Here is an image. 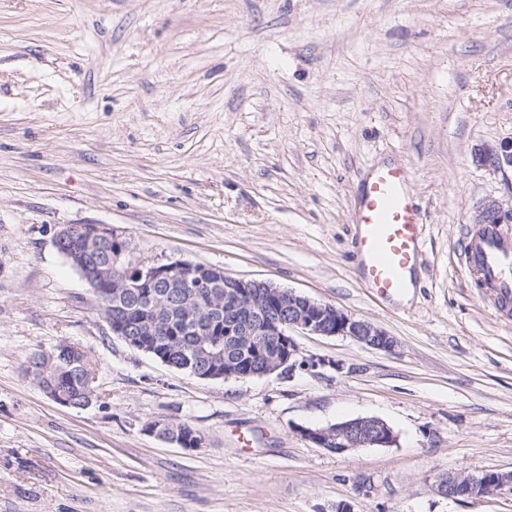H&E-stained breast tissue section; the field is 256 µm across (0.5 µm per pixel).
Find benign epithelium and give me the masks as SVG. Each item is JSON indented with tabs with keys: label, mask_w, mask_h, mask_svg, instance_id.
<instances>
[{
	"label": "benign epithelium",
	"mask_w": 512,
	"mask_h": 512,
	"mask_svg": "<svg viewBox=\"0 0 512 512\" xmlns=\"http://www.w3.org/2000/svg\"><path fill=\"white\" fill-rule=\"evenodd\" d=\"M472 161L476 166L492 172L512 169V137L495 144L478 146L472 154ZM491 219L500 224L512 223V207L506 209L496 200L485 201L474 213L473 223L481 224ZM89 237L112 244L115 259L112 266H99L90 251L80 248L67 251L66 259L91 288H98L105 282H111L119 288H132L139 293L147 310L156 305V289L161 286L175 289L179 297L196 288L223 286L224 301L247 307L251 320L250 327L236 332L229 329L226 335L252 337L258 353L264 352L269 343L277 347L276 353L267 361V374L280 369L293 371L299 366H316L314 362L298 360L299 349L292 338L293 331L316 336H348L365 346L385 352L394 350L396 346V339L373 323L358 319L332 304L316 302L271 283L228 276L220 267L199 266L187 260H133L124 233L109 224L90 225ZM96 302L112 335L161 362L167 361L165 348L155 344L146 349L139 341L132 339L127 330L114 324L112 313L121 310L117 301L98 295ZM285 305L288 306V314L283 315L281 308ZM206 343L211 350H206L202 344L199 348L212 362L207 369L195 370L198 377L225 380L248 376L237 363L222 361L219 344L209 339ZM167 427L166 423L153 422L146 424L144 430L164 443L185 446L183 436L166 431ZM300 433L318 447L337 454L359 448L390 447L397 440L392 427L373 416L347 419L325 427H304ZM506 486L512 487V471H474L469 474L442 472L436 479V491L446 499L486 498Z\"/></svg>",
	"instance_id": "1"
}]
</instances>
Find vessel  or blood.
Instances as JSON below:
<instances>
[{
    "instance_id": "1",
    "label": "vessel or blood",
    "mask_w": 512,
    "mask_h": 512,
    "mask_svg": "<svg viewBox=\"0 0 512 512\" xmlns=\"http://www.w3.org/2000/svg\"><path fill=\"white\" fill-rule=\"evenodd\" d=\"M407 184L401 166L371 169L350 213L363 281L384 299L402 295L416 284L423 224ZM461 255L495 311L512 315V226L463 225Z\"/></svg>"
}]
</instances>
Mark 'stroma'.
I'll use <instances>...</instances> for the list:
<instances>
[{"instance_id": "1", "label": "stroma", "mask_w": 512, "mask_h": 512, "mask_svg": "<svg viewBox=\"0 0 512 512\" xmlns=\"http://www.w3.org/2000/svg\"><path fill=\"white\" fill-rule=\"evenodd\" d=\"M512 0H0V512H512V490L438 495L439 473L512 470V321L458 261L512 171ZM403 165L423 217L417 286L366 288L350 212ZM109 224L135 258L189 260L372 322L394 351L294 339L305 367L204 380L113 336L57 250ZM79 344L82 409L28 356ZM376 416L389 448L336 454L304 427ZM187 423L193 451L146 423ZM473 163L492 172L512 170V137L503 139L495 144H482L475 148L472 154Z\"/></svg>"}]
</instances>
